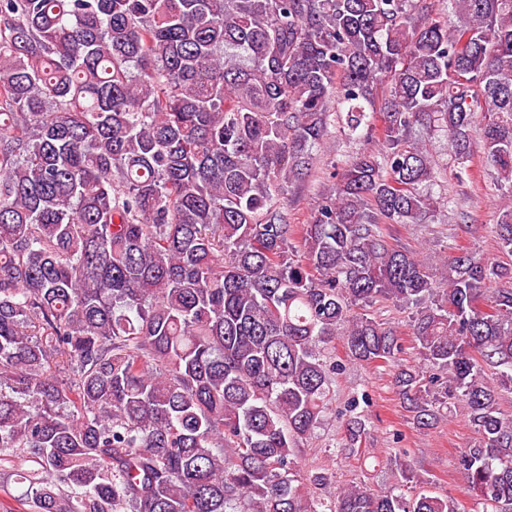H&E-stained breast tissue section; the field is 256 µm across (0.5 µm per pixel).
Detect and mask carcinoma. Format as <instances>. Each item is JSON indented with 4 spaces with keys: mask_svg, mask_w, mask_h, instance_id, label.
Masks as SVG:
<instances>
[{
    "mask_svg": "<svg viewBox=\"0 0 512 512\" xmlns=\"http://www.w3.org/2000/svg\"><path fill=\"white\" fill-rule=\"evenodd\" d=\"M0 0V475L14 512H460L400 481L322 496L301 448L339 364L391 368L413 423L459 401L469 494L512 512V262L430 269L384 224L479 147L512 194V0ZM386 84L385 97L375 94ZM378 148L295 237L280 195L331 111ZM477 112L491 115L473 129ZM491 232L512 258V208ZM415 310L418 367L394 327ZM349 405L343 447L366 419ZM365 309V313H368L376 321L388 323L395 327L404 348L403 353L400 355V358L403 359L402 362L406 365H415L417 361H414L413 357L412 346L414 342L408 310L397 308L385 301H376Z\"/></svg>",
    "mask_w": 512,
    "mask_h": 512,
    "instance_id": "1",
    "label": "carcinoma"
}]
</instances>
